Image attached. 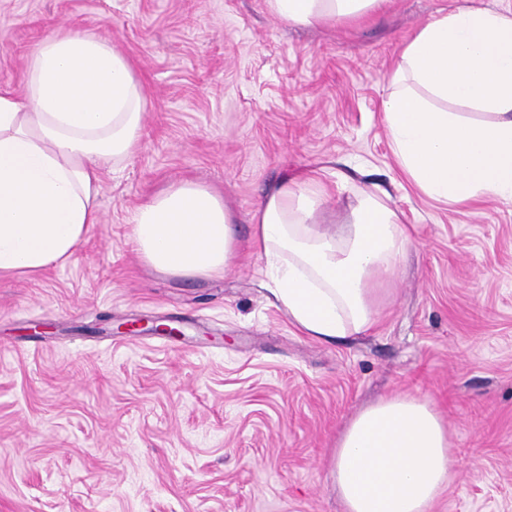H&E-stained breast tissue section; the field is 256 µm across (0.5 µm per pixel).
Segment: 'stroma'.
<instances>
[{
  "label": "stroma",
  "instance_id": "obj_1",
  "mask_svg": "<svg viewBox=\"0 0 512 512\" xmlns=\"http://www.w3.org/2000/svg\"><path fill=\"white\" fill-rule=\"evenodd\" d=\"M461 2L301 27L268 0H0L16 96L41 42L78 31L126 56L146 97L76 255L0 276V512H344L336 442L393 395L430 400L453 445L430 512H512V202L422 195L382 112L403 47ZM311 178L332 194L325 221L367 192L414 231L367 335L302 334L245 247L263 197ZM182 180L237 218L226 273L157 270L132 241L135 209ZM134 320L144 331L112 333Z\"/></svg>",
  "mask_w": 512,
  "mask_h": 512
}]
</instances>
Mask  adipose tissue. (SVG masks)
I'll return each mask as SVG.
<instances>
[{"mask_svg":"<svg viewBox=\"0 0 512 512\" xmlns=\"http://www.w3.org/2000/svg\"><path fill=\"white\" fill-rule=\"evenodd\" d=\"M285 23L354 19L381 0H269ZM383 116L399 166L426 197L464 205L512 201V5L469 4L421 27L389 73ZM143 96L129 61L93 35L46 38L26 95L0 87V275L68 261L99 223L104 167L140 137ZM331 194L281 183L253 212L250 249L275 298L321 342L369 331L413 239L398 214L364 195L347 221L322 229ZM144 260L177 275L230 270L237 220L189 180L137 207ZM429 401L394 396L363 409L341 435L332 480L346 512H428L455 467Z\"/></svg>","mask_w":512,"mask_h":512,"instance_id":"obj_1","label":"adipose tissue"}]
</instances>
